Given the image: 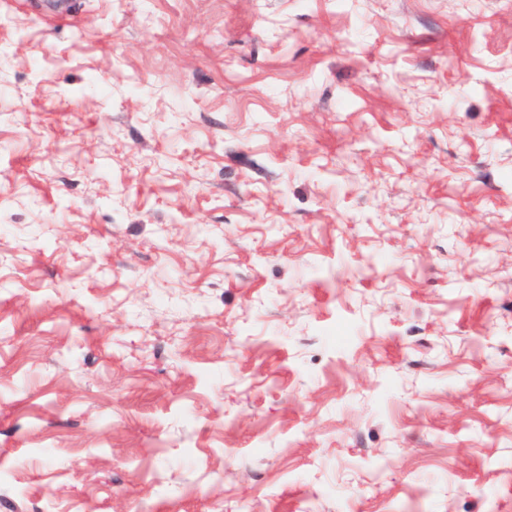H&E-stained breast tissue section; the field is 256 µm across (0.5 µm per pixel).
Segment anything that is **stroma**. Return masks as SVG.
Wrapping results in <instances>:
<instances>
[{
  "mask_svg": "<svg viewBox=\"0 0 512 512\" xmlns=\"http://www.w3.org/2000/svg\"><path fill=\"white\" fill-rule=\"evenodd\" d=\"M0 512H512V0H0Z\"/></svg>",
  "mask_w": 512,
  "mask_h": 512,
  "instance_id": "1",
  "label": "stroma"
}]
</instances>
